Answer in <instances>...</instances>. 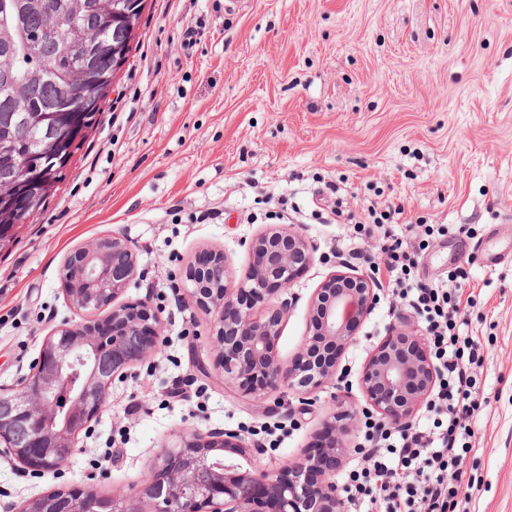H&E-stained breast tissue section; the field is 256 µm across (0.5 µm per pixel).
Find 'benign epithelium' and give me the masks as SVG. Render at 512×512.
I'll list each match as a JSON object with an SVG mask.
<instances>
[{
  "label": "benign epithelium",
  "mask_w": 512,
  "mask_h": 512,
  "mask_svg": "<svg viewBox=\"0 0 512 512\" xmlns=\"http://www.w3.org/2000/svg\"><path fill=\"white\" fill-rule=\"evenodd\" d=\"M252 262L233 283L224 254L212 252L186 270L190 300L215 314L213 343L224 378L247 395L282 388L309 393L328 381L341 387L347 372L338 357L357 340L374 310L372 275L335 271L313 295L306 336L296 360L275 351L291 302L282 298L311 264L313 245L302 235L272 227L250 243ZM112 253V281L98 274ZM136 256L116 235L75 249L63 263V291L81 312L103 318L63 325L42 343L38 365L13 390L0 388V456L40 474L54 473L71 456L81 431L108 402L112 381L153 359L161 321L145 301L128 303L124 293ZM436 382L424 337L393 324L373 350L358 379L365 398L330 417L320 436L324 453L293 458L278 469L213 460L214 451L242 449L231 437L191 432L159 457L130 493L87 497L74 487L50 491L22 503L18 512H344L336 472L342 467L362 414H377L403 427L423 406Z\"/></svg>",
  "instance_id": "1"
}]
</instances>
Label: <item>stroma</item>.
I'll list each match as a JSON object with an SVG mask.
<instances>
[{"mask_svg": "<svg viewBox=\"0 0 512 512\" xmlns=\"http://www.w3.org/2000/svg\"><path fill=\"white\" fill-rule=\"evenodd\" d=\"M362 214L402 207L401 224H445L422 273L448 269L454 229L484 239L512 226V0H146L115 77L56 194L0 249V387H17L53 329L83 321L62 290L65 257L124 237L137 271L123 300L161 320L150 363L114 382L108 405L56 474L0 457V512L56 489L126 494L186 433L236 434L278 467L312 447L358 387L399 313L380 299L341 356L348 389L246 396L217 368L215 316L189 299L187 267L220 251L235 276L249 241L278 225L308 239L314 260L276 350L293 360L310 298L336 270L348 224L323 222L335 202ZM468 332L484 347V410L462 469L463 512H512V262L471 257Z\"/></svg>", "mask_w": 512, "mask_h": 512, "instance_id": "obj_1", "label": "stroma"}]
</instances>
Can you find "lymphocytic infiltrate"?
Returning <instances> with one entry per match:
<instances>
[{
	"instance_id": "1",
	"label": "lymphocytic infiltrate",
	"mask_w": 512,
	"mask_h": 512,
	"mask_svg": "<svg viewBox=\"0 0 512 512\" xmlns=\"http://www.w3.org/2000/svg\"><path fill=\"white\" fill-rule=\"evenodd\" d=\"M401 213L398 207L372 208L359 219L337 206L328 218L332 224H353L351 258H367V242L378 243L385 271L378 287L391 301L408 303L431 341L437 371L425 407L427 425L393 430L366 423L367 448L344 490L349 512H450L470 496L458 461L473 448L471 422L482 410L485 357L480 341L465 330L464 267L449 269L442 280L425 281L419 271L424 241L392 230Z\"/></svg>"
}]
</instances>
